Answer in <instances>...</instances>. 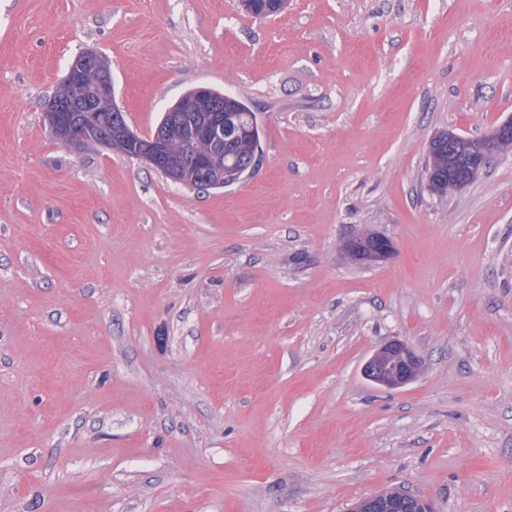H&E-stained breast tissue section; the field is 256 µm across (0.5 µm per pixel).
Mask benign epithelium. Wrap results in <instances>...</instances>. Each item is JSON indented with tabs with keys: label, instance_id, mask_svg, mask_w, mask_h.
<instances>
[{
	"label": "benign epithelium",
	"instance_id": "1",
	"mask_svg": "<svg viewBox=\"0 0 512 512\" xmlns=\"http://www.w3.org/2000/svg\"><path fill=\"white\" fill-rule=\"evenodd\" d=\"M90 68L99 70L100 79L87 100L76 101L80 106V123H73L74 117L70 113L73 105L70 103L58 107L51 105L46 110L49 130L57 142L63 145H70L78 139L95 142L122 155L140 159L171 181L194 189L225 187L253 170V161L247 160L244 167L235 170H226L219 163L224 141L239 138L241 132L235 116L224 114V106L210 100L203 87L197 91L196 109L170 114L165 128L146 142L120 120L111 135H103L100 133L103 104L114 98L112 72L107 58L94 50L84 51L68 66L66 80L74 86L80 85ZM173 137L209 142L211 152L188 161L180 154L169 152V142ZM507 147H512L511 120L478 138L448 132V152L458 149L467 160L464 171L448 184V191L464 187L486 166L494 153ZM373 239L374 245L370 249L364 248L357 239L351 244V250L359 260L371 263L391 255L393 244L388 238L375 235ZM362 372L370 382L388 388H402L419 376L421 361L406 343L394 340L375 351L364 363Z\"/></svg>",
	"mask_w": 512,
	"mask_h": 512
}]
</instances>
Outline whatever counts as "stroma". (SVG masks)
Segmentation results:
<instances>
[{"mask_svg": "<svg viewBox=\"0 0 512 512\" xmlns=\"http://www.w3.org/2000/svg\"><path fill=\"white\" fill-rule=\"evenodd\" d=\"M88 49L141 136L197 86L246 102L259 165L193 190L58 143ZM511 118L512 0H0V512H512V151L425 172ZM395 339L392 390L361 368ZM447 135L448 149H443L439 157L433 160L429 158L426 172L429 186L432 187L436 183L434 189L442 191L445 184L446 190L451 192L464 187L468 180L476 177L494 153L512 147V121L503 123L483 137H464L451 131H448ZM457 149L462 151V158L467 160V164L461 175L455 176L448 184V166H455L453 158L448 157V153H453ZM433 172L435 173L432 176ZM440 179L445 181L438 183L437 186ZM366 234L367 242L370 241L371 237L374 239V245L370 249H366L362 246L363 242L355 239L351 244V250L357 254L359 260L363 262H377L383 259H386L391 255L393 251L392 242L386 238L379 235ZM388 362L389 368L384 369ZM362 372L370 382L402 388L419 376L421 361L406 343L394 340L375 351L364 363Z\"/></svg>", "mask_w": 512, "mask_h": 512, "instance_id": "stroma-1", "label": "stroma"}]
</instances>
